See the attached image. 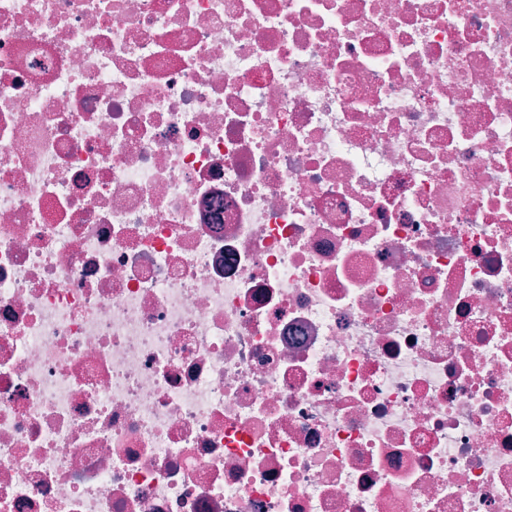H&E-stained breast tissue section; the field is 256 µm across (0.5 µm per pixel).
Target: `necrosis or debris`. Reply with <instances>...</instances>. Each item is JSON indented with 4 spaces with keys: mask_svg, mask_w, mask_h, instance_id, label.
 I'll use <instances>...</instances> for the list:
<instances>
[{
    "mask_svg": "<svg viewBox=\"0 0 512 512\" xmlns=\"http://www.w3.org/2000/svg\"><path fill=\"white\" fill-rule=\"evenodd\" d=\"M0 512H512V0H0Z\"/></svg>",
    "mask_w": 512,
    "mask_h": 512,
    "instance_id": "necrosis-or-debris-1",
    "label": "necrosis or debris"
}]
</instances>
